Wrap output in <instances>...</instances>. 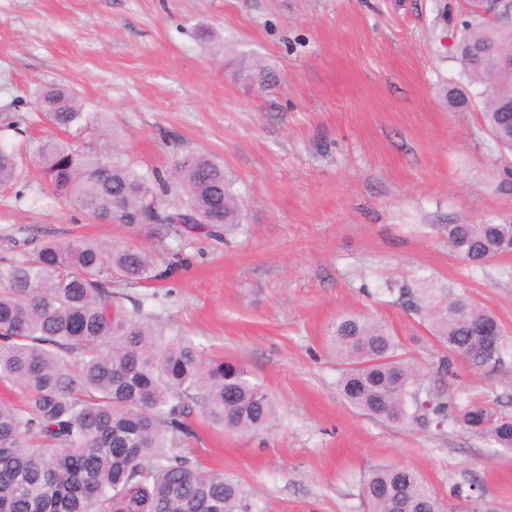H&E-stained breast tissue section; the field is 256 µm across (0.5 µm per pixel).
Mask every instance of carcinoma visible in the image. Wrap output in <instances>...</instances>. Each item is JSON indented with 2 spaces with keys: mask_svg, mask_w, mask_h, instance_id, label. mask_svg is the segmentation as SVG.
I'll return each mask as SVG.
<instances>
[{
  "mask_svg": "<svg viewBox=\"0 0 512 512\" xmlns=\"http://www.w3.org/2000/svg\"><path fill=\"white\" fill-rule=\"evenodd\" d=\"M463 29L464 75L489 87L483 121L512 151V75L502 72L512 28L486 25L475 10ZM31 109L64 131L100 124L63 82L43 87ZM38 164L54 196L105 223L145 217L168 236L201 230L215 238L239 223L233 179L202 154L141 173L52 139ZM22 169L21 156L0 145V186L16 183ZM448 246L479 267L512 252V224H450ZM173 269L147 249L58 240L0 265V381L27 393L23 406L0 402V512H245L240 484L201 467L181 443L196 436L193 406L228 432H251L272 419L269 398L243 366L205 359L190 338L154 327L141 306L127 310L112 292L116 279L151 284ZM401 298L446 351L443 374L460 358L479 370L505 364L498 319L466 294L445 301L429 288H404ZM332 342L351 407L393 425L448 418L443 392L420 399L416 364L381 324L343 315ZM455 420L512 451V415L476 401L457 408ZM361 491L367 512H442L433 488L407 467L368 470Z\"/></svg>",
  "mask_w": 512,
  "mask_h": 512,
  "instance_id": "obj_1",
  "label": "carcinoma"
}]
</instances>
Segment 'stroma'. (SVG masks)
Returning <instances> with one entry per match:
<instances>
[{
	"mask_svg": "<svg viewBox=\"0 0 512 512\" xmlns=\"http://www.w3.org/2000/svg\"><path fill=\"white\" fill-rule=\"evenodd\" d=\"M469 0H0V114L25 162L0 187V259L47 240L143 247L175 262L163 282H114L125 306L189 337L205 358L241 364L274 405L259 432L197 417L185 450L235 477L248 512H362L375 465L417 471L443 512H512V452L454 419L387 425L350 407L330 347L347 313L381 322L451 406L482 399L512 415V359L456 362L406 310L403 288L466 292L512 346V253L473 268L448 247L452 224L512 223V185L484 128L485 86L466 83L456 44ZM276 81L238 80L253 61ZM63 81L105 128L63 132L28 106ZM472 105L451 111L445 92ZM57 138L138 171H166L178 149L223 164L241 200L220 239L105 224L46 188L35 152ZM479 486L472 503L451 487Z\"/></svg>",
	"mask_w": 512,
	"mask_h": 512,
	"instance_id": "35a3bbf8",
	"label": "stroma"
}]
</instances>
